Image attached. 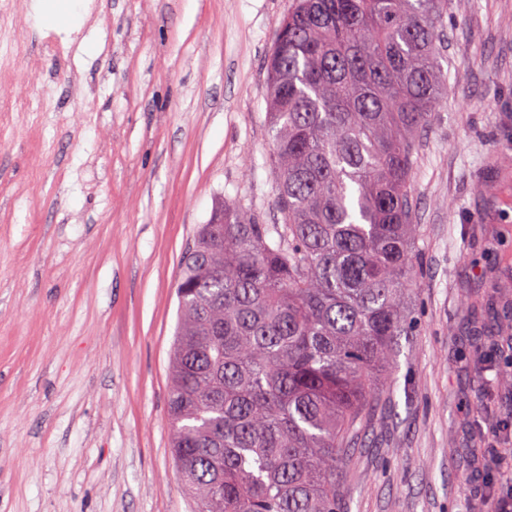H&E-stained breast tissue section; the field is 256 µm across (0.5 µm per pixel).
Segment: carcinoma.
Listing matches in <instances>:
<instances>
[{
    "label": "carcinoma",
    "instance_id": "cac0c4a2",
    "mask_svg": "<svg viewBox=\"0 0 512 512\" xmlns=\"http://www.w3.org/2000/svg\"><path fill=\"white\" fill-rule=\"evenodd\" d=\"M448 0H295L268 58L281 224L217 207L183 253L167 411L195 512H339L413 335L420 133Z\"/></svg>",
    "mask_w": 512,
    "mask_h": 512
}]
</instances>
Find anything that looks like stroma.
Here are the masks:
<instances>
[{
    "instance_id": "35a3bbf8",
    "label": "stroma",
    "mask_w": 512,
    "mask_h": 512,
    "mask_svg": "<svg viewBox=\"0 0 512 512\" xmlns=\"http://www.w3.org/2000/svg\"><path fill=\"white\" fill-rule=\"evenodd\" d=\"M30 2L0 10V512H191L174 285L220 201L281 221L266 64L294 0H83L60 32ZM442 30L415 333L342 512H489L488 483H512V348L470 317L512 306V0H448Z\"/></svg>"
}]
</instances>
